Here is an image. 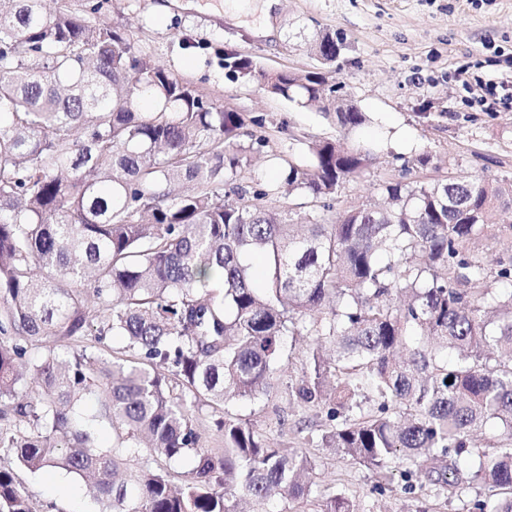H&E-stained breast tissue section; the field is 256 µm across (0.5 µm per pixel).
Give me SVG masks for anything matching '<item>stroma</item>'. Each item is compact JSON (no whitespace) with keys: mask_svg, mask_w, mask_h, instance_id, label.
Listing matches in <instances>:
<instances>
[{"mask_svg":"<svg viewBox=\"0 0 512 512\" xmlns=\"http://www.w3.org/2000/svg\"><path fill=\"white\" fill-rule=\"evenodd\" d=\"M101 9L92 19L125 32L141 55L173 72L207 98L256 120V134L269 145L255 163L264 180L275 183L280 170L270 157L293 154L303 160L308 147L339 137L336 119L317 105L299 106L261 89L249 75L229 73L225 50L251 57L258 67L306 71L324 68L329 83L368 116L353 140L373 148L376 161L360 182L347 184L352 202L380 200V181L400 174L402 165L428 152L435 165L426 177L458 168L474 176L512 174V105H481V82L512 75V0H279L267 32L213 9L223 0H200L198 10L172 8L166 0H66L82 11L92 2ZM341 42L336 62L322 64L315 52L323 36ZM303 355L275 373L270 396L236 401L228 409L253 423L271 443L295 448L315 463L306 508L317 512L324 495L344 494L360 512H465L481 486L447 503L434 485L415 493L393 475L385 495L373 493L376 476L341 453L319 446L326 410L288 400L290 375ZM48 484L45 473L20 469L16 481L32 495L38 512H94L95 504L77 479L59 472Z\"/></svg>","mask_w":512,"mask_h":512,"instance_id":"stroma-1","label":"stroma"}]
</instances>
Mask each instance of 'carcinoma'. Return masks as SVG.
<instances>
[{
	"label": "carcinoma",
	"instance_id": "1",
	"mask_svg": "<svg viewBox=\"0 0 512 512\" xmlns=\"http://www.w3.org/2000/svg\"><path fill=\"white\" fill-rule=\"evenodd\" d=\"M224 68L330 108L316 70L267 73L234 51ZM2 112L0 512H36L15 465L76 476L98 512L305 499L311 459L225 410L269 394L286 336L310 337L288 391L327 408L323 447L384 480L401 459L405 492L427 480L448 503L488 486L506 497H476L468 512H512V253L490 265L483 251L512 240L499 220L512 177L428 180L423 153L379 183L387 206L353 204L341 188L374 152L325 140L306 161L281 158L279 182L265 184L239 141L242 113L116 29L43 0H0ZM335 116L346 134L366 122L354 105ZM282 195L294 198L286 212ZM91 330L124 337V351L60 345ZM366 391L381 398L374 410L361 407ZM206 407L222 448L200 442ZM489 423L507 443L472 446ZM185 457L179 481L149 465ZM461 457L473 460L465 475ZM321 512L358 509L335 494Z\"/></svg>",
	"mask_w": 512,
	"mask_h": 512
}]
</instances>
